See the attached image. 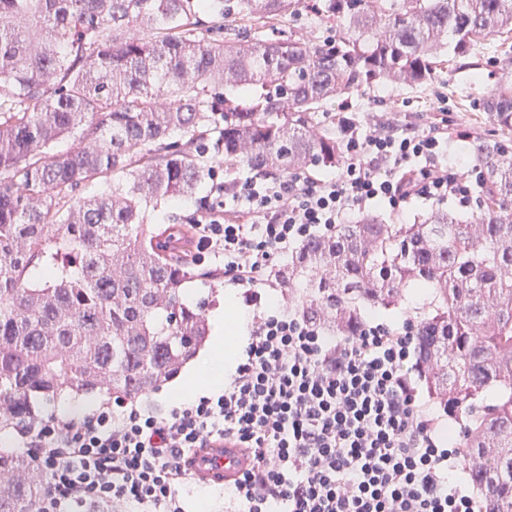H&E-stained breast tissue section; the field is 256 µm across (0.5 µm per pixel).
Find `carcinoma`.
I'll list each match as a JSON object with an SVG mask.
<instances>
[{
	"instance_id": "cac0c4a2",
	"label": "carcinoma",
	"mask_w": 512,
	"mask_h": 512,
	"mask_svg": "<svg viewBox=\"0 0 512 512\" xmlns=\"http://www.w3.org/2000/svg\"><path fill=\"white\" fill-rule=\"evenodd\" d=\"M299 0H0V431L34 403L95 392L137 402L208 336L188 304L190 230L151 214L211 178L209 150L258 175L345 158L325 106L378 83L423 85L489 36L512 34V0H316L334 33L286 22ZM238 24L215 34L214 24ZM512 131V77L483 100ZM80 131V146L50 153ZM479 211L413 224L362 213L273 272L297 311L349 336L408 288L418 381L462 423L482 512H512V152L472 140ZM110 192L76 196L107 176ZM0 448V512H34L40 484Z\"/></svg>"
}]
</instances>
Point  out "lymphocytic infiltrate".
Segmentation results:
<instances>
[{
    "instance_id": "lymphocytic-infiltrate-1",
    "label": "lymphocytic infiltrate",
    "mask_w": 512,
    "mask_h": 512,
    "mask_svg": "<svg viewBox=\"0 0 512 512\" xmlns=\"http://www.w3.org/2000/svg\"><path fill=\"white\" fill-rule=\"evenodd\" d=\"M336 131L346 145L338 174L218 182L193 220L194 261L223 259L253 312L223 388L164 412L122 401L80 421L23 425L21 445L46 478L36 512H188V457L217 444L251 454L227 485L239 512H482L451 476L460 446L444 445L419 397L412 321L328 336L298 312L262 306L272 285L263 271L356 210L472 197L448 162L447 129L366 132L342 115Z\"/></svg>"
}]
</instances>
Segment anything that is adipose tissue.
Returning <instances> with one entry per match:
<instances>
[{"label": "adipose tissue", "instance_id": "obj_1", "mask_svg": "<svg viewBox=\"0 0 512 512\" xmlns=\"http://www.w3.org/2000/svg\"><path fill=\"white\" fill-rule=\"evenodd\" d=\"M245 313L234 312L229 317H216L215 334L202 352L197 353L196 359L189 370L188 379L171 388L173 397H186L191 391L193 382L200 381L218 386L224 382V363L232 353L227 345V337H241L247 329Z\"/></svg>", "mask_w": 512, "mask_h": 512}]
</instances>
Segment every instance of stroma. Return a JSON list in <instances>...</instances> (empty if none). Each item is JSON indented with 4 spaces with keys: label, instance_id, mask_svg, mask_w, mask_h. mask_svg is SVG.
<instances>
[{
    "label": "stroma",
    "instance_id": "stroma-1",
    "mask_svg": "<svg viewBox=\"0 0 512 512\" xmlns=\"http://www.w3.org/2000/svg\"><path fill=\"white\" fill-rule=\"evenodd\" d=\"M497 38L485 41L480 53L484 64L476 69L446 68L431 84L408 86L395 83L363 87L329 104L330 112L350 109L363 129L369 130L389 123L423 129L433 124L448 126V157L476 179L472 150L467 135L491 136L498 129L482 107L484 97L498 83L501 70L491 61L496 54ZM218 260L188 263L191 279L183 285L189 304H204L206 317H213L225 301L241 306L240 288L220 281L201 278L209 269H222Z\"/></svg>",
    "mask_w": 512,
    "mask_h": 512
}]
</instances>
